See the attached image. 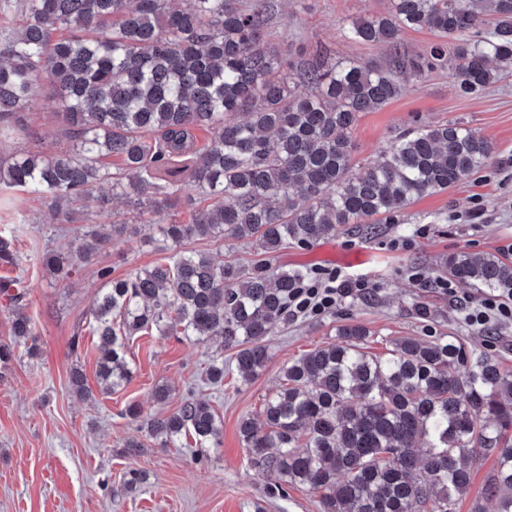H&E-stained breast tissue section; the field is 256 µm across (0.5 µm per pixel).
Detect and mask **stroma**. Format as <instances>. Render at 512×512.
<instances>
[{
	"mask_svg": "<svg viewBox=\"0 0 512 512\" xmlns=\"http://www.w3.org/2000/svg\"><path fill=\"white\" fill-rule=\"evenodd\" d=\"M269 45L309 51L325 47L339 58L386 64V46L347 40L343 28L354 17L382 14L389 0H268ZM403 93L384 108L365 114L351 130L356 160H376L391 137L417 121L461 122L489 138L496 153L480 174L447 191L424 196L405 211L402 223L370 232L351 224L326 244L291 245L268 256L237 241H191V248L215 259L244 266L265 262L307 272L338 269L369 278L374 290L351 296L320 316L290 317L267 341L269 359L251 382H243L232 361L224 363V386L206 384L205 345L186 339L137 335L129 343L131 381L115 392L79 400L70 375L80 367L96 385L97 338L90 326L93 301L102 287L99 268L120 279L161 261L150 229L123 200L112 202L111 218L127 232L79 269L71 281L56 280L42 265L45 250L64 246L99 223L95 208H77L68 233L54 234L52 212L38 196L0 185V232L19 241L20 265L28 290L26 312L39 337V353L14 351L0 370V512H317L307 486L277 491L273 474L254 468L238 432L241 418H260L263 405L281 381L284 365L304 352L333 342L337 326L366 325V347L385 354L398 336H459L476 350L500 356L512 368V321L491 331L470 326L465 316L478 292L461 283L444 289L441 263L448 254L501 252L512 243V65L503 79L482 95L457 89L448 70L418 78L400 74ZM431 312L422 318L417 305ZM81 335L80 354H72V336ZM170 395L156 404L154 392ZM209 401L223 422L218 444L179 448L147 444L136 457L124 445L142 439L138 422L126 417L130 403L144 412L175 411L187 393ZM136 467L148 480L134 492L122 491L123 473Z\"/></svg>",
	"mask_w": 512,
	"mask_h": 512,
	"instance_id": "1",
	"label": "stroma"
}]
</instances>
